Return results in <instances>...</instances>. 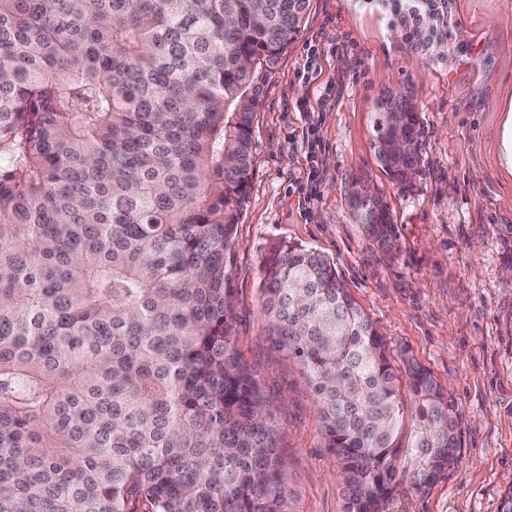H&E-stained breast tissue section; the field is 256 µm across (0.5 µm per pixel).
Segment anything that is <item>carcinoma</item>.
I'll list each match as a JSON object with an SVG mask.
<instances>
[{
  "mask_svg": "<svg viewBox=\"0 0 512 512\" xmlns=\"http://www.w3.org/2000/svg\"><path fill=\"white\" fill-rule=\"evenodd\" d=\"M310 0H0V512H289L273 407L237 352L229 288L252 119ZM406 184L408 90L374 112ZM403 138L401 155L382 144ZM352 223L395 228L362 179ZM263 335L306 369L344 512H383L458 462L448 394L412 357L413 461L385 337L334 264L282 243Z\"/></svg>",
  "mask_w": 512,
  "mask_h": 512,
  "instance_id": "1",
  "label": "carcinoma"
}]
</instances>
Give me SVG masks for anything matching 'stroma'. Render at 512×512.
I'll return each mask as SVG.
<instances>
[{"label": "stroma", "mask_w": 512, "mask_h": 512, "mask_svg": "<svg viewBox=\"0 0 512 512\" xmlns=\"http://www.w3.org/2000/svg\"><path fill=\"white\" fill-rule=\"evenodd\" d=\"M448 30L420 51L366 0H310L260 95L230 286L236 349L279 423L290 512H344V500L302 366L261 336L262 264L283 242L328 257L394 354H411L455 410L458 464L426 492L398 488L384 512H503L512 490V0H453ZM402 86L425 130L405 187L373 147L375 105ZM354 176L388 204L396 248L352 223Z\"/></svg>", "instance_id": "stroma-1"}]
</instances>
